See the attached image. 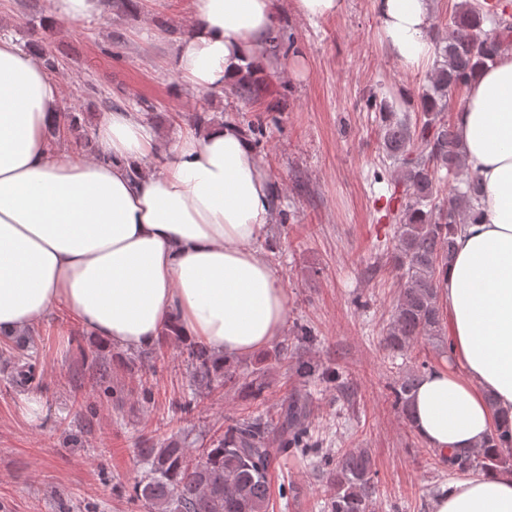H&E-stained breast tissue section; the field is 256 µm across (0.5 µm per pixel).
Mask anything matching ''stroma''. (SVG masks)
<instances>
[{"mask_svg": "<svg viewBox=\"0 0 512 512\" xmlns=\"http://www.w3.org/2000/svg\"><path fill=\"white\" fill-rule=\"evenodd\" d=\"M138 5L132 12L122 0H108L99 15L56 21L54 0H0V37L26 51H49L62 111L82 113L91 128L105 113V95L145 113L167 143L200 112L216 123H261L255 151L281 191L259 245L288 290L282 336L310 326L317 340L307 356L339 375V389H311L313 431L332 447L369 450L378 472L375 512H428L434 486L449 482L448 468L398 415L389 386L404 366L447 365L450 350L447 338L421 339L395 358L382 341L399 288L394 173L384 159L379 115L366 107L375 93L394 112L413 114L426 71L391 58L371 0H344L341 13L314 23L279 0L276 52L263 78L278 87L281 103L269 112L264 101L226 89L182 87L173 46L191 23L187 0ZM31 332L41 370L31 385L10 384L18 350L0 346V512H145L131 498L144 441L177 436L197 447L246 408L220 388L198 397L193 412H175L189 385L180 344H169L163 361L132 370L118 360V348L105 347L115 387L108 394L76 377L89 332L57 311ZM144 374L153 392L148 403L137 388ZM32 393L45 408L36 422L23 407ZM82 429L84 444L69 441ZM270 481L271 512H320L330 495L307 462L290 454L274 456Z\"/></svg>", "mask_w": 512, "mask_h": 512, "instance_id": "35a3bbf8", "label": "stroma"}]
</instances>
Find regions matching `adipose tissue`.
I'll return each instance as SVG.
<instances>
[{
    "mask_svg": "<svg viewBox=\"0 0 512 512\" xmlns=\"http://www.w3.org/2000/svg\"><path fill=\"white\" fill-rule=\"evenodd\" d=\"M373 9L388 53L427 68L433 0ZM190 12L174 57L182 83L220 90L263 71L275 0H190ZM61 95L38 53L0 39V338L54 309L122 348L153 345L172 322L228 357L281 336L288 291L256 246L278 185L240 128L191 129L163 148L140 114L115 111L92 154L53 152ZM454 124L484 195L441 281L451 364L413 397L417 433L442 454L512 428V51L475 71ZM430 512H512V474L464 475Z\"/></svg>",
    "mask_w": 512,
    "mask_h": 512,
    "instance_id": "obj_1",
    "label": "adipose tissue"
}]
</instances>
